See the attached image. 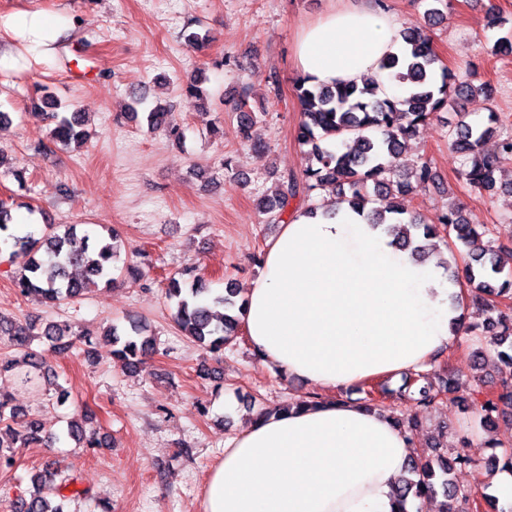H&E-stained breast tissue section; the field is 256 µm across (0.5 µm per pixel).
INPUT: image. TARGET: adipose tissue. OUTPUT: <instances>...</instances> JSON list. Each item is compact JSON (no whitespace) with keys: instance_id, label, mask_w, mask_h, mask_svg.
<instances>
[{"instance_id":"1","label":"adipose tissue","mask_w":512,"mask_h":512,"mask_svg":"<svg viewBox=\"0 0 512 512\" xmlns=\"http://www.w3.org/2000/svg\"><path fill=\"white\" fill-rule=\"evenodd\" d=\"M403 50L387 11L342 0L301 32L295 59L319 84L379 73L398 99L403 84L379 64ZM452 291L438 258L415 261L347 205L329 217L295 212L244 292L243 323L263 365L327 398L252 419L227 439L206 512H398L393 487L411 440L385 414L333 393L445 354L458 340Z\"/></svg>"}]
</instances>
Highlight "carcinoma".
Returning a JSON list of instances; mask_svg holds the SVG:
<instances>
[{
    "mask_svg": "<svg viewBox=\"0 0 512 512\" xmlns=\"http://www.w3.org/2000/svg\"><path fill=\"white\" fill-rule=\"evenodd\" d=\"M400 37L406 44L405 52L387 56L381 69L394 72L395 78L406 86L401 100L378 97L380 86L375 78L361 86L355 82L311 84L307 77L296 78L294 91L300 112L296 138L308 147L306 166L299 177L283 176L272 194L258 199L257 207L268 215L269 222L285 223L292 214L291 202L309 199L319 187L331 184L336 186L337 202L347 204L370 224L386 225V231L403 249L420 253L424 250L419 244L421 239H439L468 248L465 288L472 299L492 313L486 322V329L492 333L490 345L498 347V360L509 368V377L502 380L500 388L487 393L479 403L484 426L491 427L500 417L512 419V316L500 309L505 301L512 300V275L505 273L512 264V247L497 242L491 227L469 223L457 207L448 209L436 224L407 216L402 200L412 190V182L427 183L432 179L428 161L415 165L411 174L402 179H391V173L419 126L436 112L452 110L459 120L451 133L450 146L463 157L460 176L469 185L490 193L496 187V172L502 162L512 159V136L499 139L495 153L484 152L482 145L496 132L498 116L491 112L486 122L473 125L466 121L462 104L473 94L491 96V86L455 82L448 69L439 65L431 37L423 29L406 27ZM237 110L243 139L261 146L253 136L261 115L248 109L247 93L240 96ZM48 118L54 123L55 141L69 145L87 139L81 113L52 111ZM146 122L148 129L162 131L174 141L181 140V128L170 108L154 105L147 112ZM328 138L336 140L342 149L325 147L324 140ZM115 240L116 234L110 229L95 238L86 229L78 230L75 224L59 232L46 223L38 238L32 232L19 235L13 227L11 207L0 200V242L14 253L28 255L26 266L14 277V286L21 295L43 304L77 298L101 285L112 287L117 282L114 271L118 270ZM238 295L239 289L231 281L222 293H213L193 267L170 278L166 288L179 330L213 355L239 338L243 305L238 303ZM105 335L112 345L113 361L127 370L142 366L155 349L147 326L139 321H131L123 328L113 324ZM0 336L23 351L18 363L0 358L1 372L21 364L39 368L38 354L31 348L36 336L63 353L74 347L76 336L83 340L84 352L93 355L90 333L75 332L66 323L50 322L39 327L34 322L22 323L0 315ZM452 391L453 382L449 379L429 383L419 390V402L432 405ZM67 434L86 448L102 446L95 431L86 429L79 420L68 422ZM57 440L38 419L10 405V400L0 394L1 470L13 467L19 449L35 443L50 446ZM492 447L501 449V455H491L487 464H500L512 471V448L503 442H494ZM472 465L474 462L463 450L450 457L434 449L408 464V476L401 480L397 501L403 506L409 498L422 501L440 495L439 512H468L470 494L459 491L450 474L457 466ZM32 485L29 495L16 499L22 504L20 512H64L63 502L68 499L64 491L73 485L71 477L58 470H46L32 477Z\"/></svg>",
    "mask_w": 512,
    "mask_h": 512,
    "instance_id": "obj_1",
    "label": "carcinoma"
}]
</instances>
